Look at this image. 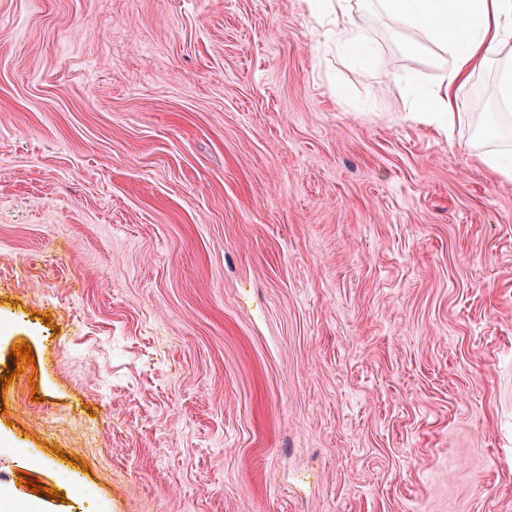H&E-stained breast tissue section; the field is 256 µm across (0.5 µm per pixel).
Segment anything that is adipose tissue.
Instances as JSON below:
<instances>
[{"label": "adipose tissue", "mask_w": 512, "mask_h": 512, "mask_svg": "<svg viewBox=\"0 0 512 512\" xmlns=\"http://www.w3.org/2000/svg\"><path fill=\"white\" fill-rule=\"evenodd\" d=\"M350 2L304 0L311 13L330 18L337 41L355 49L367 36ZM379 5L395 29L416 33V41L404 44L405 52L419 51L426 41L441 52L439 65L445 73L418 95L410 109L414 119L455 139L473 122L460 108L461 96L475 72L501 56L505 62L490 95L502 109V123L512 127V0H379Z\"/></svg>", "instance_id": "1"}]
</instances>
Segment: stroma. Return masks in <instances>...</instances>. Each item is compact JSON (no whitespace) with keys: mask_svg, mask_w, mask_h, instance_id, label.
<instances>
[{"mask_svg":"<svg viewBox=\"0 0 512 512\" xmlns=\"http://www.w3.org/2000/svg\"><path fill=\"white\" fill-rule=\"evenodd\" d=\"M352 6L370 68L303 0H0V507L512 512V180Z\"/></svg>","mask_w":512,"mask_h":512,"instance_id":"1","label":"stroma"}]
</instances>
